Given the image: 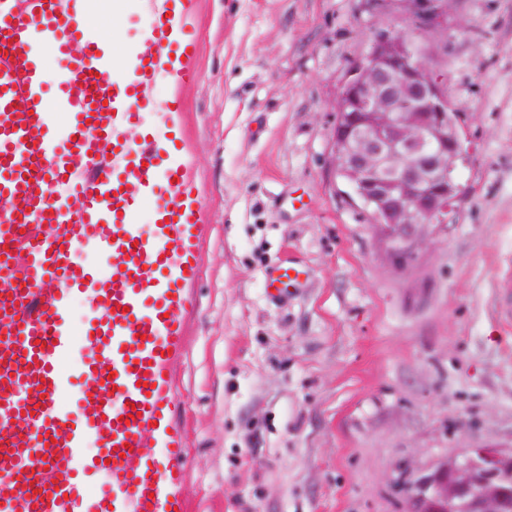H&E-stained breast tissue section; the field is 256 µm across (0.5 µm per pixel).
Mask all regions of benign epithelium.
I'll return each mask as SVG.
<instances>
[{
    "instance_id": "1",
    "label": "benign epithelium",
    "mask_w": 512,
    "mask_h": 512,
    "mask_svg": "<svg viewBox=\"0 0 512 512\" xmlns=\"http://www.w3.org/2000/svg\"><path fill=\"white\" fill-rule=\"evenodd\" d=\"M423 35L445 9L407 0ZM332 165L367 209L387 253L413 259L420 232L444 227L464 195L455 172L464 161L459 125L448 122L444 84L399 31L374 34L365 58L349 70L335 103ZM512 468V448L453 453L413 476L409 512H503L498 483Z\"/></svg>"
}]
</instances>
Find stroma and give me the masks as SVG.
Masks as SVG:
<instances>
[{
  "label": "stroma",
  "mask_w": 512,
  "mask_h": 512,
  "mask_svg": "<svg viewBox=\"0 0 512 512\" xmlns=\"http://www.w3.org/2000/svg\"><path fill=\"white\" fill-rule=\"evenodd\" d=\"M369 0H193L197 78L178 98L203 207L173 367L187 512H407V482L463 448H512V0H448L421 40L458 112L465 189L396 265L330 164L334 102L405 7ZM92 38L135 53L140 0H80ZM304 284L271 296L268 265ZM89 312L73 295L62 402L77 410Z\"/></svg>",
  "instance_id": "stroma-1"
}]
</instances>
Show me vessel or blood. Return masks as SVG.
Returning <instances> with one entry per match:
<instances>
[{"instance_id": "b4317fda", "label": "vessel or blood", "mask_w": 512, "mask_h": 512, "mask_svg": "<svg viewBox=\"0 0 512 512\" xmlns=\"http://www.w3.org/2000/svg\"><path fill=\"white\" fill-rule=\"evenodd\" d=\"M77 0H0V512H84L77 460L87 438L112 475L98 512H179L186 457L173 420L171 366L192 301L201 204L174 137L179 102L156 103L163 80L196 79L174 68L190 56L191 0H143L150 49L138 77L119 79L85 37ZM64 56L58 103L73 115L67 141L54 133L39 63L44 41ZM155 123L130 132L143 112ZM160 196L154 231L132 224L146 194ZM29 225L24 255L15 227ZM96 246L111 260L100 276L77 261ZM92 314L94 352L81 365V412L58 404V362L72 348L73 294Z\"/></svg>"}]
</instances>
